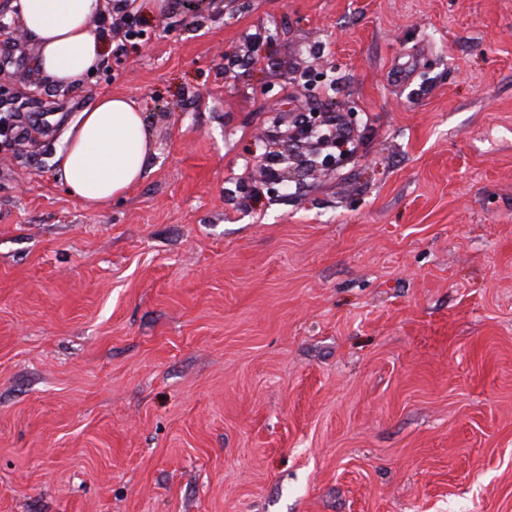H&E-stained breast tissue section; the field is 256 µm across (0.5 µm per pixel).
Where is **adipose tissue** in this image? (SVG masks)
Wrapping results in <instances>:
<instances>
[{"label":"adipose tissue","mask_w":512,"mask_h":512,"mask_svg":"<svg viewBox=\"0 0 512 512\" xmlns=\"http://www.w3.org/2000/svg\"><path fill=\"white\" fill-rule=\"evenodd\" d=\"M36 45L34 68L68 87L100 66L104 46L94 22L102 0H10ZM153 152L132 100L106 94L80 112L55 160L60 178L85 207L97 209L144 181Z\"/></svg>","instance_id":"adipose-tissue-1"}]
</instances>
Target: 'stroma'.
Returning <instances> with one entry per match:
<instances>
[{
	"instance_id": "stroma-1",
	"label": "stroma",
	"mask_w": 512,
	"mask_h": 512,
	"mask_svg": "<svg viewBox=\"0 0 512 512\" xmlns=\"http://www.w3.org/2000/svg\"><path fill=\"white\" fill-rule=\"evenodd\" d=\"M7 4L0 512H512V0H164L66 88ZM105 92L154 155L90 210ZM305 114L353 155L272 190ZM151 154L135 102L106 94L80 112L55 162L71 194L86 208L97 209L144 181Z\"/></svg>"
}]
</instances>
